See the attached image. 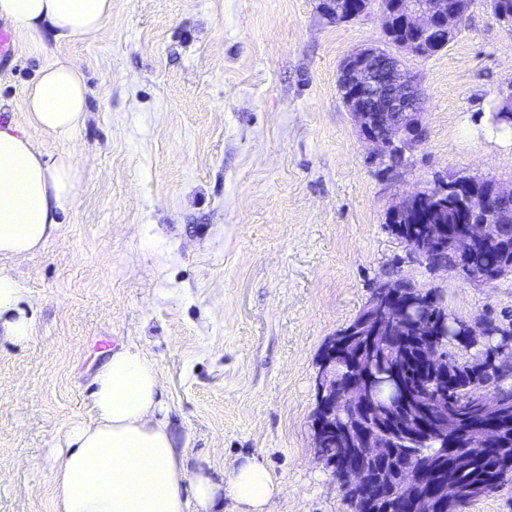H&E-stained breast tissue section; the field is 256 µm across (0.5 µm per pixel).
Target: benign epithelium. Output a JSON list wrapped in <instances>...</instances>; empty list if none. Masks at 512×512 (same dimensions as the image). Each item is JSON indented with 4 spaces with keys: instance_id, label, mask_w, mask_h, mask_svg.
Here are the masks:
<instances>
[{
    "instance_id": "benign-epithelium-1",
    "label": "benign epithelium",
    "mask_w": 512,
    "mask_h": 512,
    "mask_svg": "<svg viewBox=\"0 0 512 512\" xmlns=\"http://www.w3.org/2000/svg\"><path fill=\"white\" fill-rule=\"evenodd\" d=\"M321 13L332 20H356L378 10L383 16L385 32H390L392 17L401 16L405 27L413 32H424L440 28L452 38L459 31L466 10L448 11L445 0H363L360 10H355L351 0H320ZM338 85L348 111L353 116L363 139L374 146V159L381 165L395 169L399 167L408 151L422 145L427 138V129L422 122L423 98L417 80L404 60L381 47L361 48L347 57L340 68ZM484 182L478 177L448 176L438 174L426 185L406 194L389 211L388 223L393 230H404V225L413 223L420 201L448 195L453 187L464 197L474 215L471 220L448 240L446 229L440 224L431 226L426 235L410 242L399 235L405 248V257L400 259L395 273L389 277L374 279L367 310L370 311L371 327L366 333L367 347L355 351L352 344L343 342L330 348L319 364L316 376L318 400V422L315 429V448L330 433L343 439L345 455L343 463L346 479L360 485L367 481L364 462L379 454L380 444L372 436L358 434L348 426L340 424V417H357V412L366 411L369 390L373 383L371 359L368 351L380 344L383 331L393 336H413L415 328H424L429 323L426 312L434 303L435 296L417 285L405 274L403 266L424 267L431 272L447 268L436 260V255L448 246H453L460 256L467 255L477 241H490L499 233L505 214L485 198L465 193V188ZM416 308L419 316L406 321L403 316L408 308ZM466 340L470 343L498 333L500 329L489 319L474 315L465 318ZM431 375L439 380L448 378L451 369L448 358L436 349L425 352ZM353 359L357 377L351 382L338 379L336 366ZM472 407L487 423L481 431L466 436L470 446H483L493 436L492 422L506 414L507 403L493 390L486 391ZM427 413L430 424L421 421L420 413H412L402 419L393 432L413 439L431 438L443 443L441 455L448 456V447H458L460 432L448 419V399L434 400ZM429 475V470L419 464L408 468L402 475L403 492L409 494L408 512H436L433 490L420 492Z\"/></svg>"
}]
</instances>
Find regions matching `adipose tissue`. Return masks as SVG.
<instances>
[{
  "label": "adipose tissue",
  "instance_id": "adipose-tissue-1",
  "mask_svg": "<svg viewBox=\"0 0 512 512\" xmlns=\"http://www.w3.org/2000/svg\"><path fill=\"white\" fill-rule=\"evenodd\" d=\"M112 0H0V22L36 35L49 25L58 35H99ZM87 89L77 64L56 61L40 69L24 97L27 128L71 141L84 121ZM77 169L69 155L49 160L26 135L0 128V258L44 248L56 214L72 203ZM22 290L0 273V335L17 346L35 336L20 307ZM94 418L71 428L54 454L49 478L54 512H212L222 499L239 512H271L284 481L256 457L235 462L223 482L209 474L187 480L182 451L170 430L155 362L136 344L112 353L96 373Z\"/></svg>",
  "mask_w": 512,
  "mask_h": 512
}]
</instances>
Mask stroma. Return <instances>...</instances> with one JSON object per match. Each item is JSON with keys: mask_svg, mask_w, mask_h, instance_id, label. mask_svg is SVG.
Returning <instances> with one entry per match:
<instances>
[{"mask_svg": "<svg viewBox=\"0 0 512 512\" xmlns=\"http://www.w3.org/2000/svg\"><path fill=\"white\" fill-rule=\"evenodd\" d=\"M319 0H112L93 39L15 35L0 127L23 124L48 63L79 65L83 125L61 144L77 194L38 252L1 258L36 336L0 342V512H53L49 458L93 417L95 373L135 342L157 365L188 475L223 481L255 456L285 481L273 512H353L313 446L325 342L366 305L403 245L391 206L447 171L512 186L489 121L512 88V27L471 0L446 48L408 57L425 143L393 170L369 158L338 88L344 58L385 46L380 14L326 22ZM459 315H512V277L484 286L422 267Z\"/></svg>", "mask_w": 512, "mask_h": 512, "instance_id": "stroma-1", "label": "stroma"}]
</instances>
